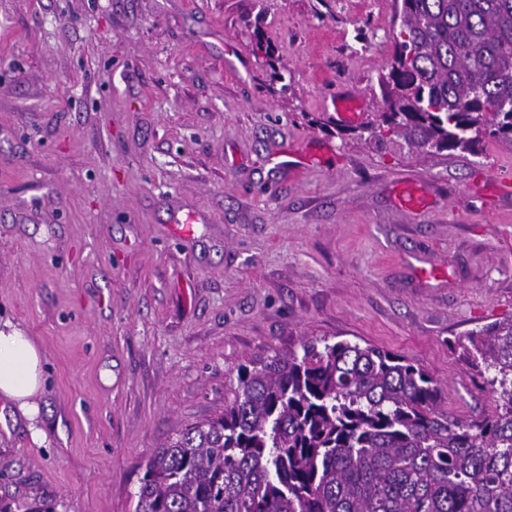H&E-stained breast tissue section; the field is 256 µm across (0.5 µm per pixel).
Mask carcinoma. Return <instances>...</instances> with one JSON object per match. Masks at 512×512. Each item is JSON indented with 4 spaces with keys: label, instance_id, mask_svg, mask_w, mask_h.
I'll list each match as a JSON object with an SVG mask.
<instances>
[{
    "label": "carcinoma",
    "instance_id": "carcinoma-1",
    "mask_svg": "<svg viewBox=\"0 0 512 512\" xmlns=\"http://www.w3.org/2000/svg\"><path fill=\"white\" fill-rule=\"evenodd\" d=\"M393 41L368 141L512 145V0H401ZM459 347L494 398L479 418L372 345L311 340L239 367L224 414L152 451L136 512H512V318Z\"/></svg>",
    "mask_w": 512,
    "mask_h": 512
}]
</instances>
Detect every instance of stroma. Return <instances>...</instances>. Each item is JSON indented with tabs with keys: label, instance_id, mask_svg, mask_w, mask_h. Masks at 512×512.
<instances>
[{
	"label": "stroma",
	"instance_id": "35a3bbf8",
	"mask_svg": "<svg viewBox=\"0 0 512 512\" xmlns=\"http://www.w3.org/2000/svg\"><path fill=\"white\" fill-rule=\"evenodd\" d=\"M399 6L0 0V319L44 355L46 435L0 400V501L135 512L150 452L307 339L389 350L454 415L491 411L458 342L512 316V146L361 139ZM407 180L426 210L399 208Z\"/></svg>",
	"mask_w": 512,
	"mask_h": 512
}]
</instances>
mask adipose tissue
<instances>
[{
  "instance_id": "1",
  "label": "adipose tissue",
  "mask_w": 512,
  "mask_h": 512,
  "mask_svg": "<svg viewBox=\"0 0 512 512\" xmlns=\"http://www.w3.org/2000/svg\"><path fill=\"white\" fill-rule=\"evenodd\" d=\"M44 358L33 338L12 322H0V398L17 407L29 421L34 441L45 438L36 424L35 401L44 386Z\"/></svg>"
}]
</instances>
